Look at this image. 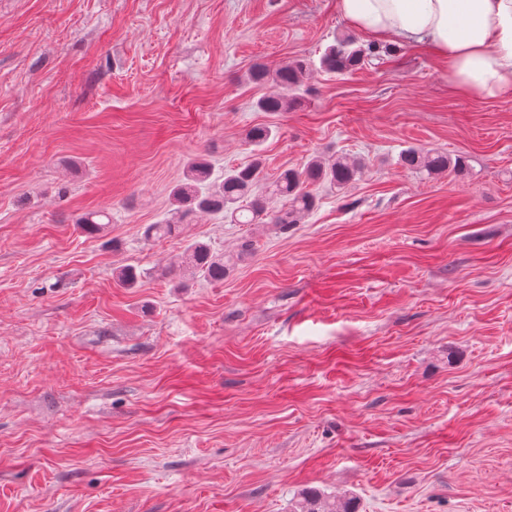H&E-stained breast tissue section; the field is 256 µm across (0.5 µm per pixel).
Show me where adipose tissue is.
<instances>
[{"mask_svg": "<svg viewBox=\"0 0 512 512\" xmlns=\"http://www.w3.org/2000/svg\"><path fill=\"white\" fill-rule=\"evenodd\" d=\"M338 13L379 42L418 46L448 67V87L512 100V0H336Z\"/></svg>", "mask_w": 512, "mask_h": 512, "instance_id": "obj_1", "label": "adipose tissue"}]
</instances>
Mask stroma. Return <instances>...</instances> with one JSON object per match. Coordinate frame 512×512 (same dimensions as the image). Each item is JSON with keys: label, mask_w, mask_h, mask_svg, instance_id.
I'll return each instance as SVG.
<instances>
[{"label": "stroma", "mask_w": 512, "mask_h": 512, "mask_svg": "<svg viewBox=\"0 0 512 512\" xmlns=\"http://www.w3.org/2000/svg\"><path fill=\"white\" fill-rule=\"evenodd\" d=\"M341 36L370 42L336 0H0V512H294L309 491L512 512V101L397 45L255 109L276 88L254 63ZM255 126L268 180L317 155L362 173L285 233L206 215L146 237L193 161H252ZM409 147L467 169L408 171ZM193 239L224 281L179 271Z\"/></svg>", "instance_id": "stroma-1"}]
</instances>
